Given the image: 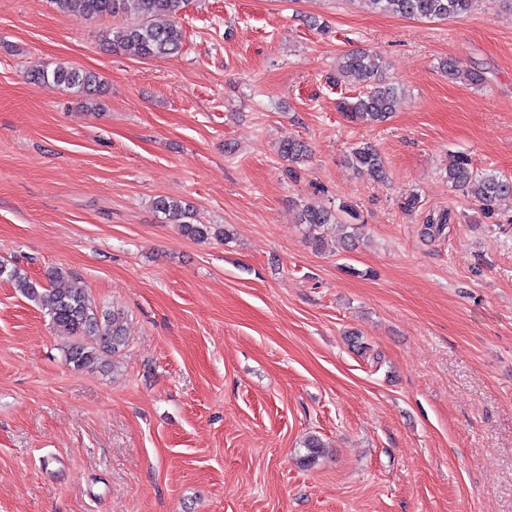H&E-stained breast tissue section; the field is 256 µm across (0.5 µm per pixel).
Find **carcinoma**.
Returning <instances> with one entry per match:
<instances>
[{"mask_svg":"<svg viewBox=\"0 0 512 512\" xmlns=\"http://www.w3.org/2000/svg\"><path fill=\"white\" fill-rule=\"evenodd\" d=\"M63 12H77L90 17L116 16L133 12L141 23L124 28L112 40L113 48L129 51L139 58H162L176 53L182 44L183 32L179 24L171 21L159 24L160 16H176L186 0H52ZM384 13L400 17L426 20L463 18L479 6L480 0H369ZM442 72L450 79L459 76L474 86L485 83L480 71L462 69L458 63L446 60L441 64ZM382 60L360 52L342 56L331 79L341 83L348 77L359 79L364 90L354 97H346L338 108L353 122H382L396 110L400 90L382 81ZM30 81L36 85L52 83L77 94L91 95L105 92L104 84L95 72L80 69L68 63H57L54 67L35 66L28 71ZM309 148L305 142L288 138L280 145L281 156L298 163L307 157ZM349 165L360 173L376 180L386 178L385 160L370 143L363 142L353 147L349 154ZM448 183L457 190L470 193L477 202L491 207L499 202L512 204V177L496 172L480 171L474 167L468 154L456 152L450 155L446 169ZM154 209L163 215L169 224L178 226L180 233L194 241L211 238L227 240L230 230L222 224L194 222L192 206L174 198L161 197L154 201ZM361 216L351 204L342 202L337 210L303 206L299 223L307 228L308 238L317 250L325 247L321 229L328 225H339L350 229L343 237V245L357 239ZM448 226V213L429 212L423 220L422 235L434 238ZM0 279L11 282L28 300L37 304L46 315L56 333L73 339L66 345L65 361L76 370L90 367L98 362L101 354L119 355L125 347V316L119 309L100 310L92 305L86 286L78 278L55 267L46 273V281H37L23 270L8 263H0ZM306 453L303 464H315L325 453V444L316 435L303 441Z\"/></svg>","mask_w":512,"mask_h":512,"instance_id":"cac0c4a2","label":"carcinoma"}]
</instances>
